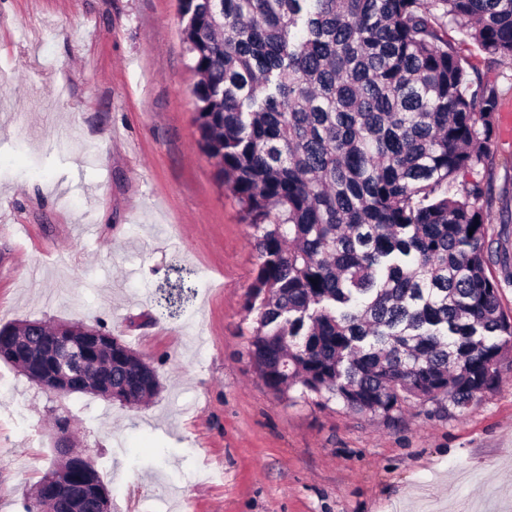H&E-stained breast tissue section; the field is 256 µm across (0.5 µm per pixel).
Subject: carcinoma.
Returning <instances> with one entry per match:
<instances>
[{"label":"carcinoma","mask_w":512,"mask_h":512,"mask_svg":"<svg viewBox=\"0 0 512 512\" xmlns=\"http://www.w3.org/2000/svg\"><path fill=\"white\" fill-rule=\"evenodd\" d=\"M201 146L254 229L249 355L284 396L392 419L463 410L512 369L487 273L512 0H180ZM112 358L113 399L158 390ZM42 478L26 512L42 505Z\"/></svg>","instance_id":"obj_1"}]
</instances>
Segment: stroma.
<instances>
[{
	"label": "stroma",
	"instance_id": "obj_1",
	"mask_svg": "<svg viewBox=\"0 0 512 512\" xmlns=\"http://www.w3.org/2000/svg\"><path fill=\"white\" fill-rule=\"evenodd\" d=\"M179 0H0V326H104L154 368L129 407L0 361V512L68 416L112 512H512V370L463 411L395 418L273 394L249 358L253 230L202 151ZM487 274L512 313V136Z\"/></svg>",
	"mask_w": 512,
	"mask_h": 512
}]
</instances>
